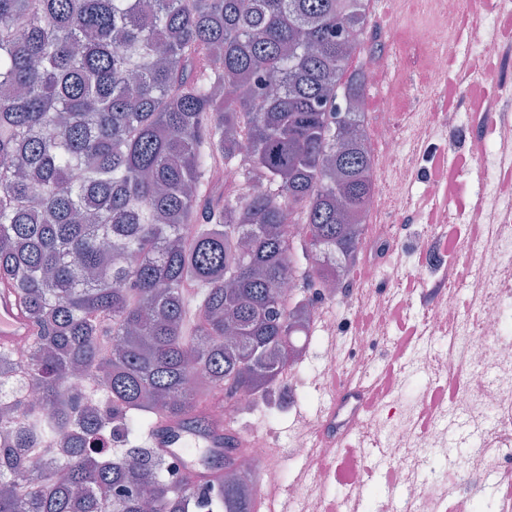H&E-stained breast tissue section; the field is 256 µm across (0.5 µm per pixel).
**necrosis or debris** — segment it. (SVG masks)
<instances>
[{
    "label": "necrosis or debris",
    "instance_id": "necrosis-or-debris-1",
    "mask_svg": "<svg viewBox=\"0 0 512 512\" xmlns=\"http://www.w3.org/2000/svg\"><path fill=\"white\" fill-rule=\"evenodd\" d=\"M433 3L436 23L406 33L394 24L387 28L388 42L407 40L421 95L441 86L450 54L463 53L479 81L486 60L505 56L495 25L487 22L471 44L441 47L443 22H458L476 0ZM468 122V113L457 109L437 113L434 127L419 136L424 150L416 157L404 151L397 113L375 112L371 132L383 150L374 164L391 176L371 198L360 245L357 265L368 275L358 280L342 273L334 291L314 296L311 326L332 341L315 351L301 342L296 354L301 362L315 352L334 370L337 387L361 389L375 353L393 346L394 313L410 312L414 339L396 370L403 379L427 371L434 382L447 384L448 397L433 400L423 387L407 396L394 389L377 393L371 410L342 411L344 428L373 448L383 476L373 481L364 459H356L357 479L343 483L332 504V467L319 459L336 451L323 447L314 426H305L293 445L294 455L309 462L306 477L289 483L278 464L269 462L264 439H255L248 459L262 467L263 489L287 495L299 512H330L334 506L358 512L368 496L375 512H476L471 484L477 478L494 482L493 512H512V126L493 120L486 127L471 165V204L450 207L452 189L433 186L428 197L438 220L426 224L410 249L391 220L407 199L421 158L443 153L444 138ZM408 276L433 292L434 300L417 304L410 289L394 294ZM348 290L354 298L346 317L333 306Z\"/></svg>",
    "mask_w": 512,
    "mask_h": 512
}]
</instances>
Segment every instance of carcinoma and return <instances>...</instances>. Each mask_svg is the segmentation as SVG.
Segmentation results:
<instances>
[{
    "label": "carcinoma",
    "mask_w": 512,
    "mask_h": 512,
    "mask_svg": "<svg viewBox=\"0 0 512 512\" xmlns=\"http://www.w3.org/2000/svg\"><path fill=\"white\" fill-rule=\"evenodd\" d=\"M365 22V0H0V289L40 389L26 405L0 347L25 415L0 418V512H254L235 430L192 485L146 440L213 392L267 395L309 335L285 283L336 276L327 253L353 266L374 170L336 99L364 95ZM242 149L215 194L216 157ZM61 435L63 477L28 485L22 449Z\"/></svg>",
    "instance_id": "1"
}]
</instances>
